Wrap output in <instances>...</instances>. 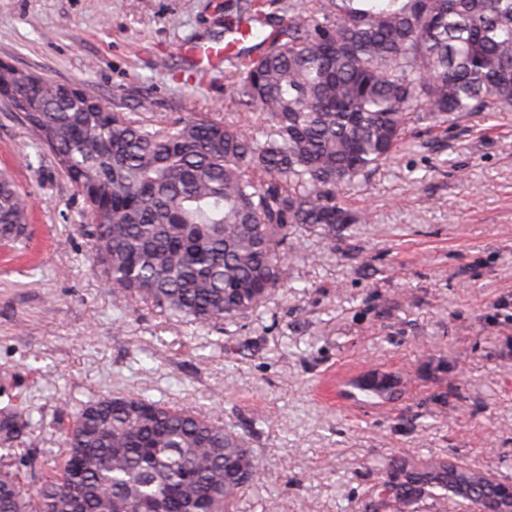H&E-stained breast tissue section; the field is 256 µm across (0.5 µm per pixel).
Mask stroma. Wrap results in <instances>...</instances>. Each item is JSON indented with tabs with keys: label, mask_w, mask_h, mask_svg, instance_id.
Segmentation results:
<instances>
[{
	"label": "stroma",
	"mask_w": 512,
	"mask_h": 512,
	"mask_svg": "<svg viewBox=\"0 0 512 512\" xmlns=\"http://www.w3.org/2000/svg\"><path fill=\"white\" fill-rule=\"evenodd\" d=\"M246 0H0V60L96 87L118 112H233L222 39ZM414 149L340 192L366 213L329 241L296 230L287 284L227 329L191 326L105 288L81 196L0 101V168L32 193L31 238L0 247V379L60 456L62 398L108 391L219 416L264 481L233 512H389L382 466L458 457L512 481V111L414 125ZM390 375L370 397L356 382ZM246 25V21H243L226 27L224 29L223 48L191 41L183 45L182 56L185 57L193 67L200 70L222 67L229 58L236 56V53L241 51L240 46L242 42L238 36L240 30L245 28Z\"/></svg>",
	"instance_id": "obj_1"
}]
</instances>
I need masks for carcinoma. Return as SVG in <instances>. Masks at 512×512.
Masks as SVG:
<instances>
[{"label": "carcinoma", "instance_id": "cac0c4a2", "mask_svg": "<svg viewBox=\"0 0 512 512\" xmlns=\"http://www.w3.org/2000/svg\"><path fill=\"white\" fill-rule=\"evenodd\" d=\"M288 26L228 71L232 98L266 116L244 135L208 113L175 121L107 114L93 88L0 73V99L83 197L93 262L113 292L182 323H233L288 281L284 247L298 226L333 240L364 222L339 196L406 144L411 123L512 109V0H283ZM31 195L0 171V241L26 244ZM60 461L25 438L31 415L0 406V512H230L262 479L234 429L169 401L108 392L59 422ZM29 460L28 487L17 464ZM378 499L448 497L494 508L512 486L456 459L386 467Z\"/></svg>", "mask_w": 512, "mask_h": 512}]
</instances>
